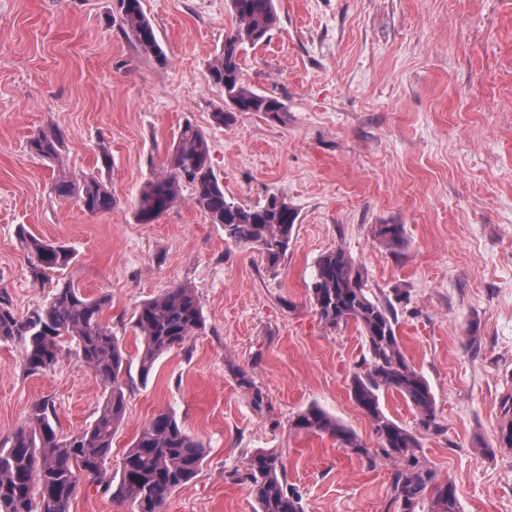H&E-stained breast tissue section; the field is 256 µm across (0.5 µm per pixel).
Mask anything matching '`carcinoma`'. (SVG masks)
<instances>
[{
  "instance_id": "1",
  "label": "carcinoma",
  "mask_w": 512,
  "mask_h": 512,
  "mask_svg": "<svg viewBox=\"0 0 512 512\" xmlns=\"http://www.w3.org/2000/svg\"><path fill=\"white\" fill-rule=\"evenodd\" d=\"M229 6L236 26L224 37L209 65L210 80L223 89L233 111L260 112L280 121L286 112L283 103L252 91L244 82L240 64L245 46L265 43L276 28L274 0H229ZM117 14L121 30L144 53L165 63L166 55L144 14L142 0H119ZM27 147L31 154L57 162L64 135L56 128L41 130L28 140ZM185 190L190 191V203L212 223L221 225L228 239L258 247L269 267L279 265L290 247L296 211L275 193L253 207L226 198L223 181L211 166L208 139L190 123L178 132L166 172L149 180L136 196V220L153 223ZM53 191L64 200H75L90 214L110 212L116 206L112 191L95 177L77 180L62 175ZM374 236L398 247L403 243V226L379 224ZM18 237L35 284L51 283L57 269L74 259L68 246L44 240L22 225ZM308 290L321 321L332 327L352 322L367 344L369 358L362 363V370L354 373L351 395L372 419L385 454L406 461L392 477L398 512H418L427 499L428 512H460L455 483L450 479L442 483L434 470L418 465V436L381 409L380 392L394 390L412 406L420 427L426 431L437 428L434 396L402 350L392 308L370 296L361 267L341 248L320 256ZM107 303L104 296L90 298L71 283H58L45 304L21 316L8 289L0 286V340L20 346L26 373L38 375L51 369L71 346L105 392L98 416L81 431L62 434L54 404L45 399L35 404L25 425L0 439V512H70L86 479L114 487L113 495L131 503L136 512H162L171 494L196 476L204 445L171 412L151 418L117 470L108 469L112 440L124 420L127 402L122 382L126 356L112 328L103 321ZM203 325L202 306L188 285L170 288L143 303L134 320L135 330L143 338L142 377L149 376L160 356L185 344ZM500 408L506 421L500 443L512 448V393L502 398ZM291 427L330 435L354 454L369 453L336 417L318 406L297 414ZM284 471L283 460L275 452L259 451L247 460L245 473L238 480L246 483L257 512H301L298 496L287 492L280 481Z\"/></svg>"
}]
</instances>
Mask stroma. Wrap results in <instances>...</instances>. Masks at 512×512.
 <instances>
[{"label": "stroma", "instance_id": "1", "mask_svg": "<svg viewBox=\"0 0 512 512\" xmlns=\"http://www.w3.org/2000/svg\"><path fill=\"white\" fill-rule=\"evenodd\" d=\"M275 4L270 41L246 48L240 64L246 84L281 100L287 118L238 112L218 125L224 95L208 66L235 26L228 0H143L163 65L122 32L115 0H0V285L21 314L51 293L31 282L23 226L72 249L57 279L110 297L105 318L127 355L112 464L166 411L205 445L197 475L162 512H254L237 476L261 449L282 457L283 484L303 512H396L395 465L350 395L365 340L354 325L322 322L308 294L319 257L343 249L371 295L392 303L439 427L419 430L391 390L380 394L383 411L417 431L420 465L455 482L461 512H512V448L497 440L500 399L512 392V0ZM188 122L206 133L226 198L254 206L276 193L297 211L277 268L258 248L225 241L189 200L155 223L135 220V196L164 173ZM49 127L67 136L60 166L27 148ZM62 170L98 176L115 208L90 214L56 197ZM377 224L402 225L403 244L375 239ZM181 284L194 287L204 327L142 379L133 315ZM399 291L407 301L397 302ZM240 370L254 389L238 385ZM44 399L69 433L96 419L104 391L74 353L31 376L20 348L0 342V435ZM311 405L368 455L292 429ZM71 512L134 510L87 481Z\"/></svg>", "mask_w": 512, "mask_h": 512}]
</instances>
